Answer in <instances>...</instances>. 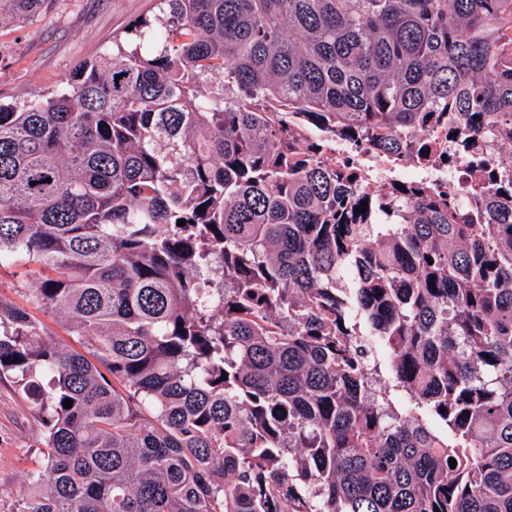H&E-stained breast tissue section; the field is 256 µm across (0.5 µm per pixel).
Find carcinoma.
Returning a JSON list of instances; mask_svg holds the SVG:
<instances>
[{"label":"carcinoma","instance_id":"cac0c4a2","mask_svg":"<svg viewBox=\"0 0 512 512\" xmlns=\"http://www.w3.org/2000/svg\"><path fill=\"white\" fill-rule=\"evenodd\" d=\"M435 126L512 146V0H159L0 104V267L89 349L0 301L17 512H512V170L370 194L307 137ZM41 421L8 380L0 381V512H15L28 478L43 471Z\"/></svg>","mask_w":512,"mask_h":512}]
</instances>
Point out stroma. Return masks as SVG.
<instances>
[{
    "instance_id": "obj_1",
    "label": "stroma",
    "mask_w": 512,
    "mask_h": 512,
    "mask_svg": "<svg viewBox=\"0 0 512 512\" xmlns=\"http://www.w3.org/2000/svg\"><path fill=\"white\" fill-rule=\"evenodd\" d=\"M156 11V0H53L33 20L0 27V103L56 91L79 63L111 52L115 39ZM23 265L0 267V300L25 307L62 348L83 351L62 319L35 304ZM43 428L11 382L0 381V512H16L28 478L46 465Z\"/></svg>"
}]
</instances>
